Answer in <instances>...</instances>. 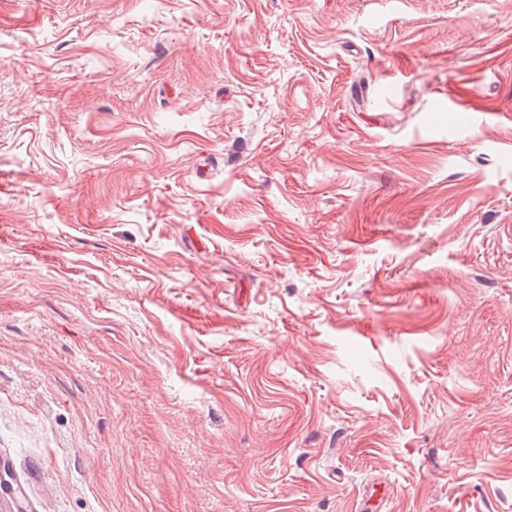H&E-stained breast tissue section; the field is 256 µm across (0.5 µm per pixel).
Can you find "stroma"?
<instances>
[{
    "instance_id": "1",
    "label": "stroma",
    "mask_w": 512,
    "mask_h": 512,
    "mask_svg": "<svg viewBox=\"0 0 512 512\" xmlns=\"http://www.w3.org/2000/svg\"><path fill=\"white\" fill-rule=\"evenodd\" d=\"M0 460L512 512V0H0Z\"/></svg>"
}]
</instances>
